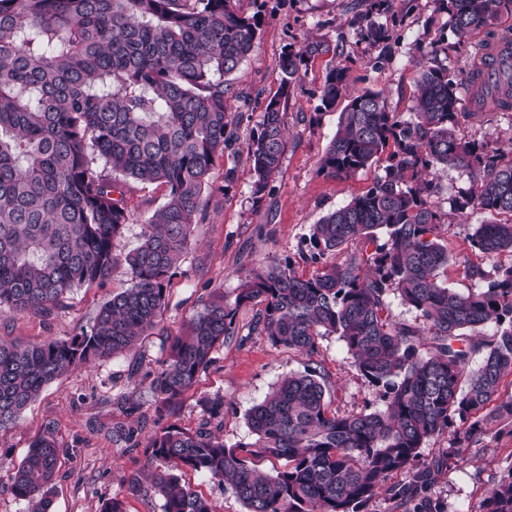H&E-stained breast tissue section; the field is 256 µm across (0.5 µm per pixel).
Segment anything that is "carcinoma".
<instances>
[{
    "label": "carcinoma",
    "instance_id": "cac0c4a2",
    "mask_svg": "<svg viewBox=\"0 0 512 512\" xmlns=\"http://www.w3.org/2000/svg\"><path fill=\"white\" fill-rule=\"evenodd\" d=\"M236 0H0V314L42 312L72 288L102 283L122 266L130 287L98 311L90 332L68 340L20 347L0 337V430L14 425L50 383L96 360L134 350L153 331L166 304L168 282L189 254L205 216L215 157L231 146L234 116L224 97V76L251 54L264 24L261 11L240 13ZM353 24L374 47L391 39L374 16L393 0H360ZM450 47L424 53L413 117L389 110L383 94L350 91L347 66L329 70L321 88L326 109L341 103L337 129L318 172L349 178L385 161L384 175L348 204L312 226L311 275L287 258L246 275L229 304L213 295L184 331L171 338L165 367L135 382L129 408L151 394L156 412L172 415L213 362L215 349L236 335L235 307L263 306L257 324L276 345L313 353L318 340L336 334L369 382L385 389L381 411L341 416L325 397V375L315 368L282 379L247 414L251 439L233 448L213 428L224 422V398L203 402V419L188 431L169 424L141 439L121 433L126 447L163 468L150 475L163 512H212L206 498L182 482L184 467L230 486L247 512H362L381 490L406 502L421 486H386L412 466L432 436L473 419L464 436L498 410L512 377V265L487 270L466 266L484 288L458 292L445 285L454 256L442 236L445 222L433 209L439 169L470 176L453 208H479L492 220L476 224L471 246L488 259L512 253V156L459 134L461 89L512 111V55L484 77L483 53L465 82L433 63L453 49L470 55L479 31L490 40L512 0H441ZM322 44L304 40L280 57L278 90L263 102L251 128L246 158L251 198L272 193L287 148L284 113L308 60ZM130 181L166 188L165 202L144 224L142 241L115 251L130 213ZM386 230V242L377 232ZM362 242L374 245L360 263L322 265L324 255ZM396 293L418 313L411 323L391 319ZM489 325L493 339L473 337ZM426 351L419 352V347ZM481 366L467 370L471 355ZM286 458L274 475L259 458ZM58 446L45 427L10 476L12 494L28 512H52ZM483 512H512V470L490 489Z\"/></svg>",
    "mask_w": 512,
    "mask_h": 512
}]
</instances>
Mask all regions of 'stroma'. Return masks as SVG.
Returning a JSON list of instances; mask_svg holds the SVG:
<instances>
[{"label":"stroma","mask_w":512,"mask_h":512,"mask_svg":"<svg viewBox=\"0 0 512 512\" xmlns=\"http://www.w3.org/2000/svg\"><path fill=\"white\" fill-rule=\"evenodd\" d=\"M356 2L238 0L244 14L259 10L265 16L253 52L224 78L225 98L242 119L233 126L231 148L215 160L205 193L209 201L205 221L196 227L192 250L170 280L160 323L143 338L137 352L98 361L61 377L27 407L16 426L0 431V512H28L27 502L10 491L9 471L49 425L54 426L61 448L53 512H100L112 498L123 500L126 512H162L163 501L153 491L129 493L131 477L145 476L146 462L112 437L120 425L141 427L146 436L159 427L151 402L135 410L124 406L130 370L142 375L158 372L168 357L170 335L178 334L202 310L212 291L234 301L249 270L291 258L298 261L300 272L311 273L312 264L299 262L298 257L308 248L313 224L365 192L382 175L379 164L350 178L318 173L319 160L338 120L337 111L323 109L319 98L327 72L339 63L347 66L353 89L381 91L389 108L408 119L422 46L432 42L449 45L455 40L439 0H396L393 37L385 51H378L355 35ZM306 38L321 42L324 51L309 61L295 89L284 117L288 143L281 170L272 194L256 204L250 198L252 178L244 145L260 118L262 102L278 88L282 52ZM460 134L488 141L505 152L512 150V112L494 110L469 120L462 123ZM231 165L237 169V178L228 187L224 171ZM468 185L463 170L440 169L438 191L432 199L444 215L448 248L456 258L448 268L447 284L461 291L475 286L465 273L466 263L487 269L495 264L512 265L510 254L485 260L472 251V228L486 221L487 215L480 210L462 215L450 207L451 198ZM165 194L161 186L129 182L126 200L131 217L116 243L117 251L125 253L139 245L146 220L164 202ZM199 263L207 269L204 284L192 272ZM129 285L124 267H117L104 284L72 289L49 312L0 316V336L26 345L89 331L100 305ZM259 312L256 304L239 306L236 336L215 351L213 365L183 396L173 422L196 429L204 400L220 396L224 399L225 446L249 441L246 415L252 406L283 377L309 367L325 373L331 410L347 415L384 409L383 388L364 378L338 336L323 337L315 354L298 353L274 345L255 330ZM455 427V432L434 435L421 448V465L434 463L438 469L417 503L403 504L382 490L362 512H417L421 503L430 504L436 512H482L488 491L512 470V417L487 422L481 434L470 439L455 436L456 431L465 430L464 422H456ZM182 479L208 499L213 512H246L229 487L208 475L188 469Z\"/></svg>","instance_id":"1"}]
</instances>
